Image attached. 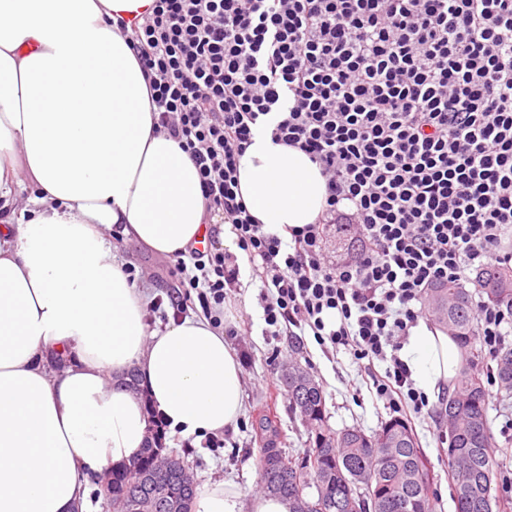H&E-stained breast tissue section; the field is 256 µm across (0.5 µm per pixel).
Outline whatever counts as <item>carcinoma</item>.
Instances as JSON below:
<instances>
[{
  "instance_id": "obj_1",
  "label": "carcinoma",
  "mask_w": 512,
  "mask_h": 512,
  "mask_svg": "<svg viewBox=\"0 0 512 512\" xmlns=\"http://www.w3.org/2000/svg\"><path fill=\"white\" fill-rule=\"evenodd\" d=\"M478 283L488 302L512 308V267L490 265ZM427 309L465 348L455 388L440 410L455 512H500L470 295L455 282L443 283L430 291ZM497 377L512 392V351L498 357ZM282 381L289 411L315 433L314 447L301 458L281 455L275 466L259 461L264 492L287 502L288 512H432L433 473L406 420L393 417L370 435L357 428L331 432L314 376L295 364ZM310 488L309 500L303 492ZM194 498L192 477L154 438L137 459L112 472L113 512H192Z\"/></svg>"
}]
</instances>
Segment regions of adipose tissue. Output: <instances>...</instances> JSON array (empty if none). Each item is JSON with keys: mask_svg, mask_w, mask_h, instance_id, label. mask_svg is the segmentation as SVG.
<instances>
[{"mask_svg": "<svg viewBox=\"0 0 512 512\" xmlns=\"http://www.w3.org/2000/svg\"><path fill=\"white\" fill-rule=\"evenodd\" d=\"M153 4L0 0V512H76L88 477L146 444L145 403L185 438L243 413L223 330L195 316L148 330L144 297L107 238L117 225L171 255L203 231L198 172L154 134L150 74L118 27ZM239 182L263 224H311L326 205L319 167L266 136L240 157ZM402 357L432 399L458 360L448 335L423 326ZM130 370L140 393L120 385Z\"/></svg>", "mask_w": 512, "mask_h": 512, "instance_id": "obj_1", "label": "adipose tissue"}]
</instances>
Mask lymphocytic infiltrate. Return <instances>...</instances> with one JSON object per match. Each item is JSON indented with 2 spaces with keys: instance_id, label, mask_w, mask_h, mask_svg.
<instances>
[{
  "instance_id": "f902f5d3",
  "label": "lymphocytic infiltrate",
  "mask_w": 512,
  "mask_h": 512,
  "mask_svg": "<svg viewBox=\"0 0 512 512\" xmlns=\"http://www.w3.org/2000/svg\"><path fill=\"white\" fill-rule=\"evenodd\" d=\"M131 41L154 74L157 131L188 154L207 218L238 247L208 232L174 255V317L194 299L223 325L248 264L268 335L350 351L392 412L421 414L429 400L400 351L428 291L512 266V0H154ZM258 135L319 165L315 223L278 230L238 200ZM337 224L353 255L336 263L325 240ZM511 325L512 310L477 303L490 355Z\"/></svg>"
}]
</instances>
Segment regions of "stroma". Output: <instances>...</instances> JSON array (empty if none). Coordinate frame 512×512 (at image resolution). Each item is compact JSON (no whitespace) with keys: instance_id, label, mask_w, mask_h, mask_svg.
Instances as JSON below:
<instances>
[{"instance_id":"35a3bbf8","label":"stroma","mask_w":512,"mask_h":512,"mask_svg":"<svg viewBox=\"0 0 512 512\" xmlns=\"http://www.w3.org/2000/svg\"><path fill=\"white\" fill-rule=\"evenodd\" d=\"M119 254L132 260L136 267L149 268V275L143 276L139 285L148 289L150 298L165 296L172 279L157 277L154 271L167 266L169 257L130 239L123 241ZM241 281V288L232 292L225 309L241 310L249 321L248 334L231 341L235 350L249 355L248 364L242 368L244 414L234 428L224 430L223 447L211 448L206 440L178 436L169 437L167 446L189 470L196 486L232 482L243 495L244 512H254V500L262 494L258 469V453L263 444L258 427L260 417L266 415L272 419L277 430L276 445L286 455L297 457L313 446L310 432L288 411L285 389L267 387L268 380L281 378L289 364L307 369L322 386L330 430L358 427L370 434L390 419L392 413L373 393L370 373L360 369L348 351H325L310 336H267L257 300L258 289L251 284L249 276H242ZM487 393L496 464L501 469L512 467V430L504 427L512 418V394L498 385L488 388ZM410 424L434 471L430 490L433 512H454L448 458L439 437L438 419L423 414L412 417Z\"/></svg>"}]
</instances>
